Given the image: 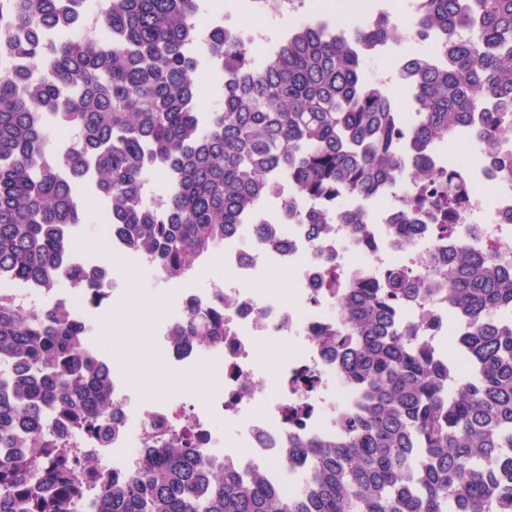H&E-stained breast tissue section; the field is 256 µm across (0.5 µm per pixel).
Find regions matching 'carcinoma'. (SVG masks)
I'll return each mask as SVG.
<instances>
[{
    "mask_svg": "<svg viewBox=\"0 0 512 512\" xmlns=\"http://www.w3.org/2000/svg\"><path fill=\"white\" fill-rule=\"evenodd\" d=\"M82 0H0L15 36L0 28V54L40 70L0 75V276L49 290L86 223L74 186L87 182L125 248L147 256L168 280L238 232L271 177L326 210L297 214L319 232L359 231L362 212L336 197L370 196L408 180L402 237L437 222L455 235L466 173L437 169L433 156L468 131L496 152L512 137V0H424L416 26L436 36L446 62L403 59L405 106L365 67L371 49L402 38L381 0L351 30L329 20L300 24L261 61L222 28L203 38V0H111L104 41L72 33L54 44L45 26L70 28ZM224 70L222 107L199 110L205 62ZM76 132L66 173L42 164L50 119ZM168 176L157 203L144 173ZM70 287L93 305L110 297L107 273L74 267ZM336 327L321 344L362 400L340 414L332 439H301L309 468L290 493L261 470L248 479L204 459L183 438L151 448L137 473L116 482L98 465L48 438L55 420L106 448L113 418L112 366L86 323L65 304L29 308L0 289V512H512V262L497 247L467 245L442 265L393 268L378 286L338 287ZM448 291V314L466 329L465 377L433 341L396 324L407 299ZM178 347L224 341V314L191 311L172 332Z\"/></svg>",
    "mask_w": 512,
    "mask_h": 512,
    "instance_id": "obj_1",
    "label": "carcinoma"
}]
</instances>
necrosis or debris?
Masks as SVG:
<instances>
[{
  "mask_svg": "<svg viewBox=\"0 0 512 512\" xmlns=\"http://www.w3.org/2000/svg\"><path fill=\"white\" fill-rule=\"evenodd\" d=\"M252 13L264 23L282 19L310 20L316 0H249ZM470 189L460 206L458 232L441 239L431 225L420 226L416 241L404 244L393 224L404 212L411 191L407 186L386 189L376 201L358 200L366 214L365 230L352 235L342 224L312 234L307 225L288 215L287 200L294 191L285 179L272 182L270 200L261 201L247 216L238 236L226 239L222 258L224 281L207 291L194 284H166L163 274L145 256L127 253L122 241L111 235L109 214H101L102 232L113 254L127 256L129 270L150 286H163L167 316L155 327V339L166 369L189 374L204 368L218 380L204 401H188L184 394L144 401L127 380L126 367L112 365V401L123 417V428L111 447L71 432L69 447L78 454H97L110 464L117 480L133 476L146 448H159L176 436L188 438L202 453L234 467L244 477L263 470L269 480L292 489L296 469L304 466L293 446L298 439H322L339 430L336 413L347 407L352 392L334 360L319 345L320 335L338 320L335 297L320 296L319 289L330 263H337L341 287L359 281H376L391 268L420 265L431 250L444 253L480 241L512 248V175L496 170L494 160L482 154L477 164L466 166ZM269 225L266 237L256 227ZM287 275L290 287L281 294L264 287L271 272ZM8 293L31 307H49L64 301L73 316L88 321L91 306L72 288L53 291L23 282L7 284ZM222 311L224 342L206 352L173 345L169 333L190 308ZM400 324L419 327L434 338L463 336L461 323L448 321V295L438 291L421 302L404 303ZM287 344L273 369H266L260 346ZM311 375L314 386L302 378ZM234 425L226 437L222 423Z\"/></svg>",
  "mask_w": 512,
  "mask_h": 512,
  "instance_id": "1",
  "label": "necrosis or debris"
}]
</instances>
